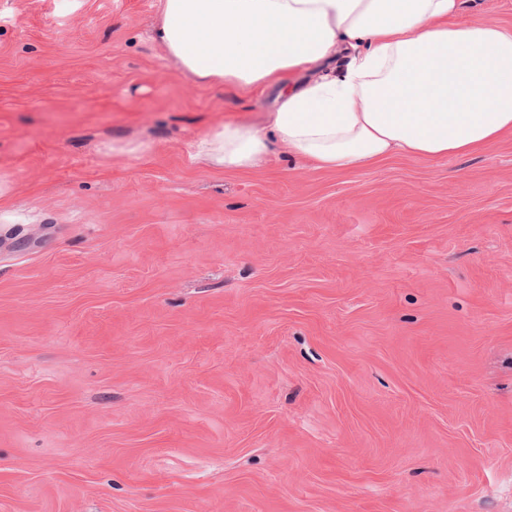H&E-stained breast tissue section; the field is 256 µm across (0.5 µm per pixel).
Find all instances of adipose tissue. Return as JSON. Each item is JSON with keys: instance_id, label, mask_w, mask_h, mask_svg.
<instances>
[{"instance_id": "adipose-tissue-1", "label": "adipose tissue", "mask_w": 512, "mask_h": 512, "mask_svg": "<svg viewBox=\"0 0 512 512\" xmlns=\"http://www.w3.org/2000/svg\"><path fill=\"white\" fill-rule=\"evenodd\" d=\"M458 12L459 0H159L153 38L193 80L238 88L353 50L340 77L282 91L267 125H217L191 155L248 170L276 142L340 171L396 154L469 155L512 132V32L456 23Z\"/></svg>"}]
</instances>
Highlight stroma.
<instances>
[{"instance_id":"35a3bbf8","label":"stroma","mask_w":512,"mask_h":512,"mask_svg":"<svg viewBox=\"0 0 512 512\" xmlns=\"http://www.w3.org/2000/svg\"><path fill=\"white\" fill-rule=\"evenodd\" d=\"M158 9L0 0V512H512V134L213 170Z\"/></svg>"}]
</instances>
